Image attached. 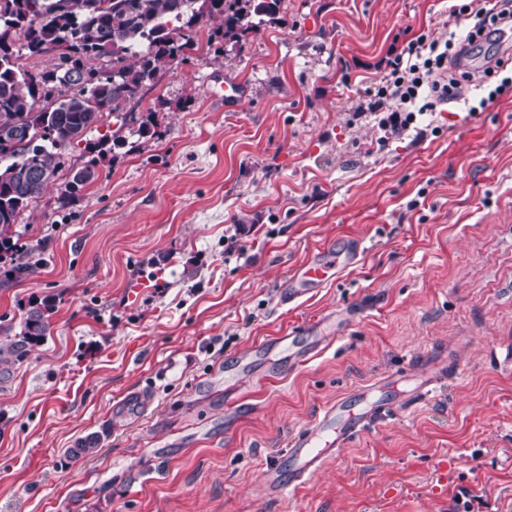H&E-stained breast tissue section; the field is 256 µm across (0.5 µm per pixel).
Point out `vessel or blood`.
I'll use <instances>...</instances> for the list:
<instances>
[{
	"instance_id": "1",
	"label": "vessel or blood",
	"mask_w": 512,
	"mask_h": 512,
	"mask_svg": "<svg viewBox=\"0 0 512 512\" xmlns=\"http://www.w3.org/2000/svg\"><path fill=\"white\" fill-rule=\"evenodd\" d=\"M361 252L362 243L358 240L352 241L343 252L319 250L306 263L291 270L288 286L281 291L283 302L296 300L305 288L323 285L331 271L346 269ZM275 342L287 352L289 365L305 362L310 354L309 348L300 347L296 333L276 337ZM448 372V366L443 365L433 368L428 376L411 379L410 397L427 399ZM401 381L398 375L383 378L376 385L325 408L291 438L284 455L267 465L263 478L266 493L280 497L303 485L320 470L328 456L386 416Z\"/></svg>"
}]
</instances>
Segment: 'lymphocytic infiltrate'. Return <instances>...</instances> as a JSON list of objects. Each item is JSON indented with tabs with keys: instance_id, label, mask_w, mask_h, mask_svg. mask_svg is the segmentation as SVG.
<instances>
[{
	"instance_id": "f902f5d3",
	"label": "lymphocytic infiltrate",
	"mask_w": 512,
	"mask_h": 512,
	"mask_svg": "<svg viewBox=\"0 0 512 512\" xmlns=\"http://www.w3.org/2000/svg\"><path fill=\"white\" fill-rule=\"evenodd\" d=\"M455 0L448 17L455 29L448 38L419 34L406 46H390L384 68L366 91L362 112L374 115L385 135L398 136L417 120L415 104L434 109L437 103L457 99L460 83L450 65L467 56L478 39L512 27V0Z\"/></svg>"
}]
</instances>
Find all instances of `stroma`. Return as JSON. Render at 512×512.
Wrapping results in <instances>:
<instances>
[{
	"label": "stroma",
	"instance_id": "1",
	"mask_svg": "<svg viewBox=\"0 0 512 512\" xmlns=\"http://www.w3.org/2000/svg\"><path fill=\"white\" fill-rule=\"evenodd\" d=\"M448 0H281L239 42L146 82L69 147L15 231L32 272L0 261V339L51 302V332L0 385V512H512V90L418 117L383 140L358 115L394 36L444 34ZM238 82L227 109L212 79ZM120 134L94 156L88 144ZM98 178L60 207L71 169ZM364 253L292 303L320 246ZM336 321L292 367L255 344ZM454 369L278 499L263 471L336 398L425 361ZM141 396L139 413L120 402ZM110 424L95 454L70 450Z\"/></svg>",
	"mask_w": 512,
	"mask_h": 512
}]
</instances>
